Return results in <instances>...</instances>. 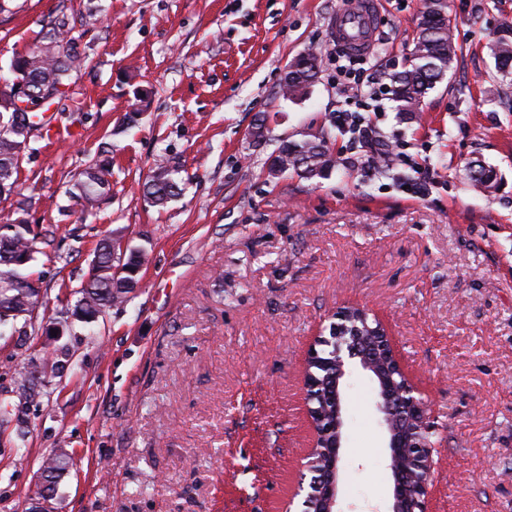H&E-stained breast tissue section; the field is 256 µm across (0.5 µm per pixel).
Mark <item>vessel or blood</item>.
<instances>
[{
    "mask_svg": "<svg viewBox=\"0 0 512 512\" xmlns=\"http://www.w3.org/2000/svg\"><path fill=\"white\" fill-rule=\"evenodd\" d=\"M379 0H345L330 20L337 43L353 55L369 53L376 41Z\"/></svg>",
    "mask_w": 512,
    "mask_h": 512,
    "instance_id": "b4317fda",
    "label": "vessel or blood"
}]
</instances>
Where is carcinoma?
Returning <instances> with one entry per match:
<instances>
[{"instance_id": "carcinoma-1", "label": "carcinoma", "mask_w": 512, "mask_h": 512, "mask_svg": "<svg viewBox=\"0 0 512 512\" xmlns=\"http://www.w3.org/2000/svg\"><path fill=\"white\" fill-rule=\"evenodd\" d=\"M66 16L50 21L45 40L37 49L18 55L11 64L14 80L0 84V194L11 191L17 182L19 168L28 135L36 125L38 113L49 110L54 100H44L42 91L56 85L65 86L71 72L77 71L85 57L74 50L69 38ZM453 25L448 5L434 10L425 5L418 24L417 40L408 67L394 73L390 93L399 112H419L427 92L442 80L457 55ZM495 66L501 74H512V27L505 26L492 48ZM321 56L310 49L293 58L285 67L281 83L282 96L296 100L307 95L318 80ZM22 81L33 95L29 105L16 103L15 85ZM335 167V159L326 140L317 136L282 141L267 162L268 175L276 177L293 171L305 179L323 178ZM178 169L169 161L155 162L145 184V199L154 207L163 208L179 195L176 179ZM71 197L91 209L112 196V170L105 160L90 162L69 190ZM123 237L107 236L98 245L88 277L80 285L72 312L78 321L91 324L116 304L128 299L139 283L144 261L143 250L121 248ZM37 240L31 235L30 224L24 219L0 224V325L31 322L41 292L39 279L31 271ZM68 362L67 349L44 346L42 368L53 375L64 370ZM69 457L64 452H52L42 457L40 470L46 477L58 480L67 473Z\"/></svg>"}]
</instances>
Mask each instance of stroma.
Wrapping results in <instances>:
<instances>
[{
  "label": "stroma",
  "mask_w": 512,
  "mask_h": 512,
  "mask_svg": "<svg viewBox=\"0 0 512 512\" xmlns=\"http://www.w3.org/2000/svg\"><path fill=\"white\" fill-rule=\"evenodd\" d=\"M342 0H12L0 14V75L67 15L89 63L34 131L0 223L39 235L42 294L26 335L0 327V512H28L43 455L74 466L53 512H300L290 503L309 432L304 358L341 307L387 326L438 424L431 512H512V79L491 46L512 0H448L458 55L406 119L382 98L371 119L391 152L371 172L347 107L329 30ZM98 22L82 25L87 8ZM424 0H382L380 79L413 48ZM325 55L306 98L279 94L289 60ZM151 105L126 117L141 92ZM266 122L265 143L248 130ZM323 136V179L269 177L280 140ZM180 169L166 209L143 195L156 158ZM93 158L112 198L82 212L67 188ZM492 168L494 189L469 178ZM427 173V192L408 184ZM144 249L138 288L93 326L76 290L110 233ZM62 335L46 337L49 327ZM69 351L30 402L18 374L44 342ZM341 512H390L393 476L377 387L348 376Z\"/></svg>",
  "instance_id": "35a3bbf8"
}]
</instances>
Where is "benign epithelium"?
Here are the masks:
<instances>
[{
	"label": "benign epithelium",
	"instance_id": "obj_1",
	"mask_svg": "<svg viewBox=\"0 0 512 512\" xmlns=\"http://www.w3.org/2000/svg\"><path fill=\"white\" fill-rule=\"evenodd\" d=\"M330 335L318 337L308 352L306 365L316 362L318 347L334 340L327 393L316 392L320 384L305 379L307 414L313 430L312 446L323 445V468L306 482L301 474L292 497L301 496L302 512H338L339 472L342 461L343 395L340 380L353 360L371 373L378 383L376 408L382 415L386 434L389 468L392 471L393 505L391 512H429L436 427L420 391L411 383L384 329L368 324L358 326L349 309L336 312ZM328 401L332 408L322 410L315 400Z\"/></svg>",
	"mask_w": 512,
	"mask_h": 512
}]
</instances>
